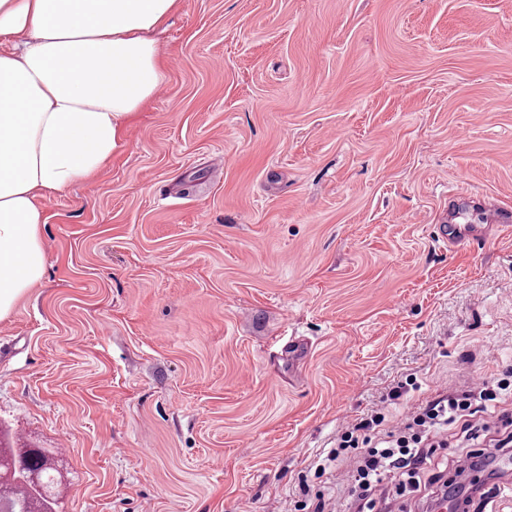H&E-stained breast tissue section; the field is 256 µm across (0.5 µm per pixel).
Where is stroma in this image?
Here are the masks:
<instances>
[{
	"label": "stroma",
	"mask_w": 512,
	"mask_h": 512,
	"mask_svg": "<svg viewBox=\"0 0 512 512\" xmlns=\"http://www.w3.org/2000/svg\"><path fill=\"white\" fill-rule=\"evenodd\" d=\"M157 37L107 165L38 201L0 442L58 449L57 512H291L342 428L512 370V0H182Z\"/></svg>",
	"instance_id": "1"
}]
</instances>
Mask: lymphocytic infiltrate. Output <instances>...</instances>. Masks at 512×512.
<instances>
[{"label": "lymphocytic infiltrate", "instance_id": "f902f5d3", "mask_svg": "<svg viewBox=\"0 0 512 512\" xmlns=\"http://www.w3.org/2000/svg\"><path fill=\"white\" fill-rule=\"evenodd\" d=\"M512 390V379L483 378L466 390L439 395L417 407L405 423L395 430L384 431L379 439L371 432L382 429L386 415L373 411L355 425L345 427L330 449L326 459L335 462L350 456L355 460L351 474L352 492L360 503L361 512H374V489L389 475L400 477V492H414L421 486V474L427 461L439 448L438 434L450 425H457L465 440H477L493 435L497 448L512 446V413L501 412L502 424L497 429L476 420L475 403L497 405L504 392Z\"/></svg>", "mask_w": 512, "mask_h": 512}]
</instances>
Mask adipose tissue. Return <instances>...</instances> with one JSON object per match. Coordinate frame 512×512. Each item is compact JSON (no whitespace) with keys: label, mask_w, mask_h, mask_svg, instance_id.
<instances>
[{"label":"adipose tissue","mask_w":512,"mask_h":512,"mask_svg":"<svg viewBox=\"0 0 512 512\" xmlns=\"http://www.w3.org/2000/svg\"><path fill=\"white\" fill-rule=\"evenodd\" d=\"M181 0H0V318L46 265L37 197L115 152L164 79L156 38Z\"/></svg>","instance_id":"1"}]
</instances>
